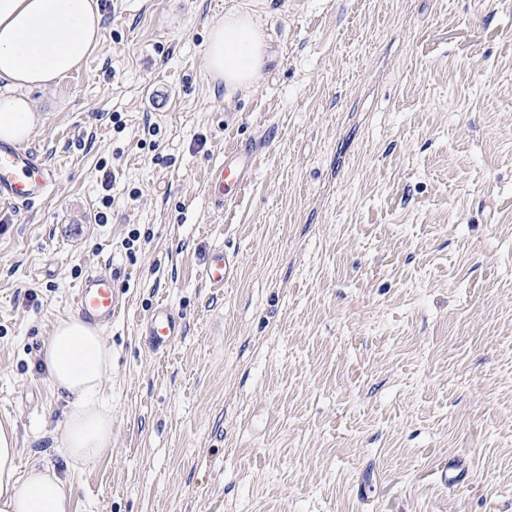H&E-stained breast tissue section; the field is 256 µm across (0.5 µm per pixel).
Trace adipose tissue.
<instances>
[{
    "label": "adipose tissue",
    "instance_id": "obj_1",
    "mask_svg": "<svg viewBox=\"0 0 512 512\" xmlns=\"http://www.w3.org/2000/svg\"><path fill=\"white\" fill-rule=\"evenodd\" d=\"M95 0H0V141L21 143L37 115L27 92L77 70L99 45ZM267 57L266 36L251 12L234 8L214 25L206 65L214 82L233 90L253 85ZM42 362L66 403L58 446L72 463L112 453V406L102 394L112 378V349L99 326L73 316L47 336ZM12 422L0 421V512H71L73 490L38 459L19 468Z\"/></svg>",
    "mask_w": 512,
    "mask_h": 512
}]
</instances>
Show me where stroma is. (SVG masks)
<instances>
[{
    "mask_svg": "<svg viewBox=\"0 0 512 512\" xmlns=\"http://www.w3.org/2000/svg\"><path fill=\"white\" fill-rule=\"evenodd\" d=\"M98 3V48L27 92L55 191L0 207L21 461L52 465L74 512H512V0ZM234 7L270 50L227 91L205 44ZM239 144L254 177L216 204ZM100 267L123 305L112 454L80 466L41 351ZM159 303L186 323L163 354L139 334ZM255 172L253 149L233 148L224 153V163L209 175L208 190L218 204L232 201L241 195ZM234 262L224 251L213 252L207 261L205 277L213 288H224L234 278Z\"/></svg>",
    "mask_w": 512,
    "mask_h": 512,
    "instance_id": "stroma-1",
    "label": "stroma"
}]
</instances>
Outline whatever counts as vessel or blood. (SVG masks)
Wrapping results in <instances>:
<instances>
[{"label": "vessel or blood", "mask_w": 512, "mask_h": 512, "mask_svg": "<svg viewBox=\"0 0 512 512\" xmlns=\"http://www.w3.org/2000/svg\"><path fill=\"white\" fill-rule=\"evenodd\" d=\"M255 172L253 149L233 148L224 154V162L209 175L208 190L216 203L236 199L251 182ZM57 173L30 151L0 145V204L21 208L45 201L55 188ZM205 277L211 287L221 288L232 282L234 263L227 253L213 252L207 261ZM115 277L109 270L88 273L79 283L75 310L92 324L111 323L121 309L114 288ZM184 319L166 304L154 306L142 323L141 336L149 349L168 352L184 332Z\"/></svg>", "instance_id": "b4317fda"}]
</instances>
